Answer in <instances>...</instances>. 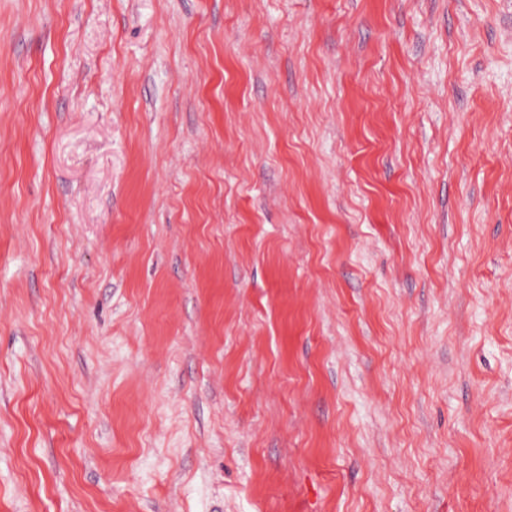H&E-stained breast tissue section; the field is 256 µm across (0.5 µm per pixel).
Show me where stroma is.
<instances>
[{
    "label": "stroma",
    "instance_id": "1",
    "mask_svg": "<svg viewBox=\"0 0 512 512\" xmlns=\"http://www.w3.org/2000/svg\"><path fill=\"white\" fill-rule=\"evenodd\" d=\"M0 512H512V0H0Z\"/></svg>",
    "mask_w": 512,
    "mask_h": 512
}]
</instances>
